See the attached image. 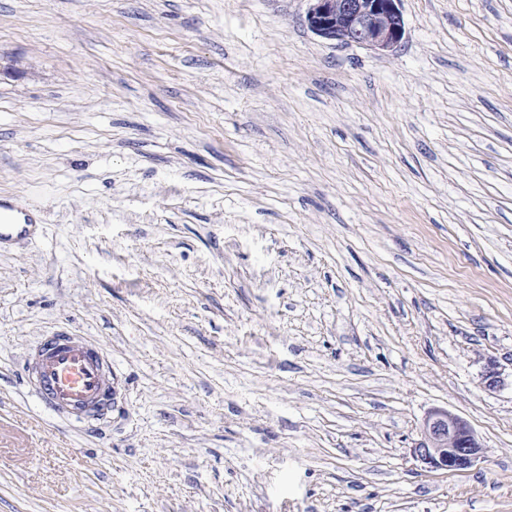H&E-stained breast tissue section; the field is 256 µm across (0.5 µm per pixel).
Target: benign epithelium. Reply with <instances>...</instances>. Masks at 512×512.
Wrapping results in <instances>:
<instances>
[{
	"label": "benign epithelium",
	"instance_id": "1",
	"mask_svg": "<svg viewBox=\"0 0 512 512\" xmlns=\"http://www.w3.org/2000/svg\"><path fill=\"white\" fill-rule=\"evenodd\" d=\"M307 24L326 40L387 54L405 37L401 0H310ZM414 457L430 470L462 472L485 453L470 425L445 408L430 410L422 424Z\"/></svg>",
	"mask_w": 512,
	"mask_h": 512
}]
</instances>
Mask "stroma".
<instances>
[{"label": "stroma", "mask_w": 512, "mask_h": 512, "mask_svg": "<svg viewBox=\"0 0 512 512\" xmlns=\"http://www.w3.org/2000/svg\"><path fill=\"white\" fill-rule=\"evenodd\" d=\"M309 6L0 0V512H512V0H402L385 55ZM59 329L110 414L28 383ZM32 220L20 205L0 202V245L30 234ZM28 374L43 402L65 417L112 410L119 379L103 353L75 336H50L34 349ZM414 457L430 470L462 472L474 467L485 453L470 425L448 409L430 410L422 424Z\"/></svg>", "instance_id": "stroma-1"}]
</instances>
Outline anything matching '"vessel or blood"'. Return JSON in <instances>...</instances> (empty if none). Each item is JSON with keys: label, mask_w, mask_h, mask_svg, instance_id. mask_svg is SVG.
Segmentation results:
<instances>
[{"label": "vessel or blood", "mask_w": 512, "mask_h": 512, "mask_svg": "<svg viewBox=\"0 0 512 512\" xmlns=\"http://www.w3.org/2000/svg\"><path fill=\"white\" fill-rule=\"evenodd\" d=\"M25 208L0 202V244L27 236ZM28 374L43 402L65 417H101L111 411L119 379L103 353L75 336H52L31 354Z\"/></svg>", "instance_id": "obj_1"}]
</instances>
